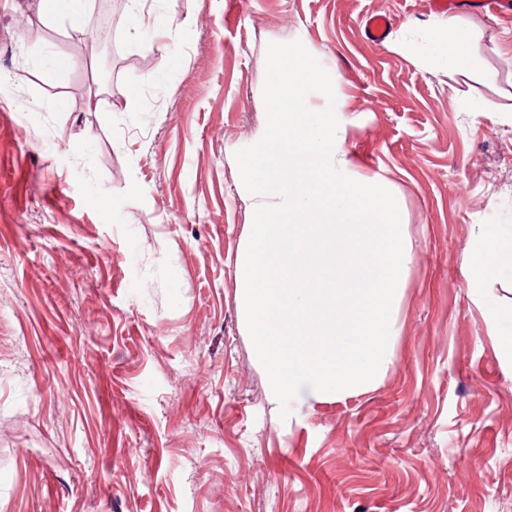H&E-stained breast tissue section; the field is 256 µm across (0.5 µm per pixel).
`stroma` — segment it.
I'll use <instances>...</instances> for the list:
<instances>
[{
  "mask_svg": "<svg viewBox=\"0 0 512 512\" xmlns=\"http://www.w3.org/2000/svg\"><path fill=\"white\" fill-rule=\"evenodd\" d=\"M47 2L0 0V512H512L490 317L512 274L466 277L512 237V11L460 12L481 47L461 76L427 0H152L105 74L87 37L110 0L78 32ZM294 40L412 252L381 382L284 420L240 311L234 154L265 130L268 44Z\"/></svg>",
  "mask_w": 512,
  "mask_h": 512,
  "instance_id": "obj_1",
  "label": "stroma"
}]
</instances>
